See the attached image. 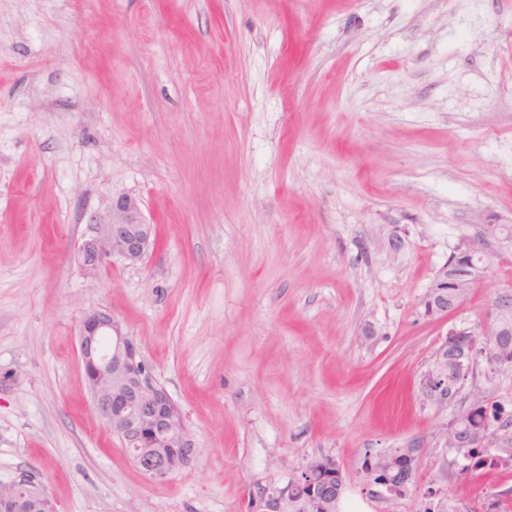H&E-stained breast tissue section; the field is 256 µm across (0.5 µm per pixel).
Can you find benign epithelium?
Masks as SVG:
<instances>
[{"label": "benign epithelium", "instance_id": "7a95c632", "mask_svg": "<svg viewBox=\"0 0 512 512\" xmlns=\"http://www.w3.org/2000/svg\"><path fill=\"white\" fill-rule=\"evenodd\" d=\"M96 234L78 248L75 258L90 273L95 272L112 257H120L130 264L140 262L154 248L153 228L143 216L138 199L119 195L112 198L110 210L92 220ZM496 236L498 249L472 247L470 254L477 263L457 262L454 255L440 268L422 300L429 317L448 316V284L468 288L484 278L502 258L512 251L508 240L496 235V228L488 225ZM512 291L497 295L491 311L492 323L480 335L493 336V342L476 341L459 345L455 337L470 336L466 330L451 331L448 340L436 352L435 363L423 382L424 393L432 400H448V369H453L462 382L472 372L478 358H483L494 374L512 373V361L501 352L512 348V315L507 313ZM78 351L98 416L115 432L131 460L140 471L154 480H166L175 474L181 463L187 461L193 441L183 421L170 416L166 408L172 403L168 394L157 385L134 340L121 323L105 310L87 312L80 325ZM448 448H511L512 435L508 432L490 433L486 430L462 434L449 428L446 431ZM419 449L403 448L392 454L408 459V467L399 479L387 476L375 481L365 473L367 483L383 500L402 498V492L415 477ZM26 482L18 477L0 484V512H29L31 503L50 499L46 487L34 485L26 497H20L13 488ZM309 488L312 496L328 504L338 502L346 484L342 467L332 458L308 462L299 474L279 486L259 491L260 512H290L292 507H304L308 498L292 494L297 488Z\"/></svg>", "mask_w": 512, "mask_h": 512}]
</instances>
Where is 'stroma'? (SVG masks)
I'll list each match as a JSON object with an SVG mask.
<instances>
[{
    "label": "stroma",
    "mask_w": 512,
    "mask_h": 512,
    "mask_svg": "<svg viewBox=\"0 0 512 512\" xmlns=\"http://www.w3.org/2000/svg\"><path fill=\"white\" fill-rule=\"evenodd\" d=\"M156 247L87 274L73 252L115 196ZM512 225V0H0V482L56 512H253L309 461L355 512H512V469L459 478L421 383L481 330L499 262L442 319L451 255ZM112 313L180 408L187 464L153 480L92 407L78 353ZM416 448L413 488L366 455ZM419 449L416 448H403L399 450H394L388 453H384L378 455V457L395 455L399 457H405L408 459V467L405 473L399 479L393 481L390 476H386L385 479H380L378 481H373L371 472H366L363 470L365 474L367 483L372 486L378 488L377 490L371 489L378 497L383 500L391 501L395 499L402 498V492H405V487L409 486L415 477L416 473V464L418 459ZM378 457L374 458L372 464H377ZM369 457H366L363 461V468H369L372 464L369 465Z\"/></svg>",
    "instance_id": "35a3bbf8"
}]
</instances>
